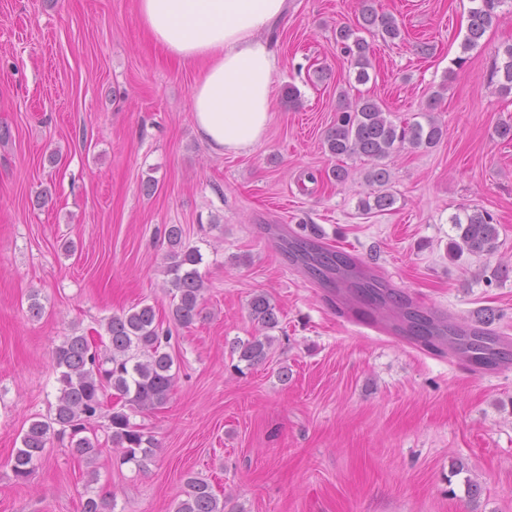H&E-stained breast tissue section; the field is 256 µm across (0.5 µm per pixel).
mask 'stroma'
I'll return each mask as SVG.
<instances>
[{
    "label": "stroma",
    "instance_id": "1",
    "mask_svg": "<svg viewBox=\"0 0 512 512\" xmlns=\"http://www.w3.org/2000/svg\"><path fill=\"white\" fill-rule=\"evenodd\" d=\"M374 6L403 36L372 37L360 84L336 42L360 0H288L270 31L274 88L296 86L301 105L276 98L263 141L221 155L193 122L198 67L153 45L137 0H0V512H82L90 482L114 512H172L190 474L224 512H512V140L496 133L512 94L491 78L512 0L466 53L470 0ZM343 91L399 126L442 94L440 142L384 160L386 211L362 208L381 190L372 161L323 144ZM466 209L492 217L493 252L449 254V219ZM170 224L202 255V313L186 328L170 316ZM285 236L358 258L419 311L490 313L498 365L352 325L332 286L286 257ZM259 292L279 325L266 362L241 371L231 344L254 335ZM138 304L172 331L170 397L130 416L155 456L140 471L107 444L89 466L55 439L15 480L23 433L56 403V345L76 333L106 352V319Z\"/></svg>",
    "mask_w": 512,
    "mask_h": 512
}]
</instances>
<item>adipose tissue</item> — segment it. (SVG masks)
Returning a JSON list of instances; mask_svg holds the SVG:
<instances>
[{
	"instance_id": "ef3b65f1",
	"label": "adipose tissue",
	"mask_w": 512,
	"mask_h": 512,
	"mask_svg": "<svg viewBox=\"0 0 512 512\" xmlns=\"http://www.w3.org/2000/svg\"><path fill=\"white\" fill-rule=\"evenodd\" d=\"M140 20L172 58L202 63L191 91L197 132L219 154L261 143L275 107L277 59L264 37L286 0H137Z\"/></svg>"
}]
</instances>
